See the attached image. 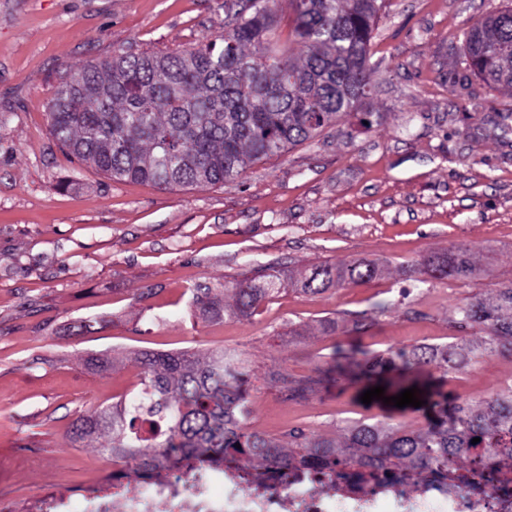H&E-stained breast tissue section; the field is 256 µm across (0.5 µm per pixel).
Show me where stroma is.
I'll return each instance as SVG.
<instances>
[{
    "instance_id": "35a3bbf8",
    "label": "stroma",
    "mask_w": 512,
    "mask_h": 512,
    "mask_svg": "<svg viewBox=\"0 0 512 512\" xmlns=\"http://www.w3.org/2000/svg\"><path fill=\"white\" fill-rule=\"evenodd\" d=\"M507 0H387L372 40L370 124L352 114L314 141L248 165L242 180L163 189L114 182L70 159L48 131L60 75L118 52H171L224 29V0H0V512H28L41 492L106 482L105 436L72 444L81 417L124 399L141 352L224 348L250 369L252 430L334 436L401 413L363 404L332 378L370 356L463 338L449 319L468 298L512 283V92L472 80L448 89L462 33ZM497 127L494 137L484 129ZM489 276L405 279L400 266L454 244ZM367 258L373 280L323 293L286 290L250 319L203 314L201 288L273 269L300 275ZM359 321L322 335L328 318ZM121 367L91 370L92 356ZM322 373L291 399L271 380ZM512 380V356L484 358L421 384L449 404Z\"/></svg>"
}]
</instances>
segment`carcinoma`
Instances as JSON below:
<instances>
[{
    "mask_svg": "<svg viewBox=\"0 0 512 512\" xmlns=\"http://www.w3.org/2000/svg\"><path fill=\"white\" fill-rule=\"evenodd\" d=\"M283 3L292 17L286 32ZM384 3L246 0L225 15L224 32L211 39L165 54L119 53L87 64L71 83L60 81L46 104L49 133L68 156L112 181L164 189L235 182L247 164L280 156L363 108L373 89L370 46ZM463 42L466 71L491 90H512V6L476 22ZM483 272L466 244L400 268L423 283L465 281ZM382 273L374 260L326 263L312 267L300 285L325 292ZM282 287L280 273H265L233 287L231 305L213 288L197 293L195 303L213 317L251 318ZM453 323L475 329L478 337L357 361V373L369 379L397 358L408 371L430 366L460 373L485 356L511 353L512 284L458 304ZM138 362L139 388L78 420L70 439L108 435L101 452L143 482L200 458L215 466L239 462L259 476L348 466L371 477L418 482L464 470L477 457L489 468L512 463V381L464 401L453 421L431 429L358 421L334 437L293 430L284 447L247 429L250 370L238 355L145 353ZM272 381L300 399L319 384L314 376L278 374Z\"/></svg>",
    "mask_w": 512,
    "mask_h": 512,
    "instance_id": "obj_1",
    "label": "carcinoma"
}]
</instances>
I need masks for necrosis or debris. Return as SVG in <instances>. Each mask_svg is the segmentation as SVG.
Listing matches in <instances>:
<instances>
[{"instance_id": "necrosis-or-debris-1", "label": "necrosis or debris", "mask_w": 512, "mask_h": 512, "mask_svg": "<svg viewBox=\"0 0 512 512\" xmlns=\"http://www.w3.org/2000/svg\"><path fill=\"white\" fill-rule=\"evenodd\" d=\"M168 512H512V468L488 472L472 467L463 486L449 491L436 476L420 488L405 480L377 481L348 472L341 477L312 469L285 470L259 478L240 464L217 471L200 466L169 472L159 484L113 483L89 487L78 498L47 493L40 512H156L158 500Z\"/></svg>"}]
</instances>
